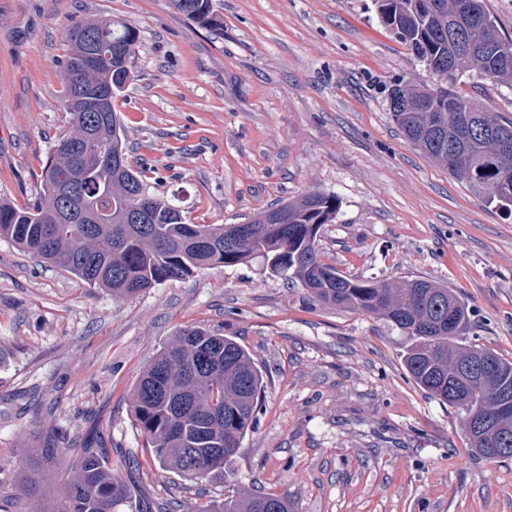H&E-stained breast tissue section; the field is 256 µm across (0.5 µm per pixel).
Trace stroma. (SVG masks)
Here are the masks:
<instances>
[{
    "label": "stroma",
    "instance_id": "1",
    "mask_svg": "<svg viewBox=\"0 0 512 512\" xmlns=\"http://www.w3.org/2000/svg\"><path fill=\"white\" fill-rule=\"evenodd\" d=\"M209 27L171 0H0V199L41 196L71 131L66 35L87 19L134 26L133 78L113 106L129 163L197 224H238L308 192L336 196L320 237L343 274L448 285L474 310L470 342L512 359V216L487 206L391 119L394 81L429 74L372 0H212ZM459 90L512 119V88ZM234 337L264 377L237 479L202 485L154 463L134 383L177 331ZM384 318L319 304L261 261L201 270L115 298L0 240V496L25 455L91 444L146 512L224 495L287 493L294 512H512V460L468 449L450 406L404 370Z\"/></svg>",
    "mask_w": 512,
    "mask_h": 512
}]
</instances>
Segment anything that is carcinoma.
I'll use <instances>...</instances> for the list:
<instances>
[{
  "label": "carcinoma",
  "mask_w": 512,
  "mask_h": 512,
  "mask_svg": "<svg viewBox=\"0 0 512 512\" xmlns=\"http://www.w3.org/2000/svg\"><path fill=\"white\" fill-rule=\"evenodd\" d=\"M174 9L204 25L218 26L211 0H171ZM381 22L429 72L423 85L396 84L389 111L407 140L487 204L512 214V120L455 91L477 72L512 86V61L496 54L506 39L484 0H374ZM482 29L475 47L461 48L469 9ZM512 42V37L506 39ZM136 29L122 19L87 20L69 33L62 65L64 109L72 131L53 147L41 172L42 193L32 208L0 200V239L20 251L73 274L117 298L135 297L195 270L246 264L255 257L324 305L381 315L404 338L402 364L423 391L452 407L462 427L471 413L497 411L499 381L512 385V361L467 341L470 309L446 285L426 278L386 281L352 278L327 263L319 248L324 225L336 222L339 201L312 191L252 215L248 235L238 224H191L179 206L154 191L129 165L124 128L113 105L95 108L98 97L117 96L132 77ZM100 54L84 63L88 47ZM93 129L95 142L79 155L72 145ZM474 353L498 367L492 380L468 388L469 404L448 394L455 364ZM263 378L251 354L234 339L200 327H185L161 347L139 375L132 393L135 425L163 469L191 480H234L235 459L257 424ZM470 451L503 461L492 449L495 436L465 433ZM65 449L49 443L26 461L17 500H55L53 512H144L126 479L89 445L71 462L57 494L41 483L42 467ZM195 512H292L286 493L226 496Z\"/></svg>",
  "instance_id": "cac0c4a2"
}]
</instances>
